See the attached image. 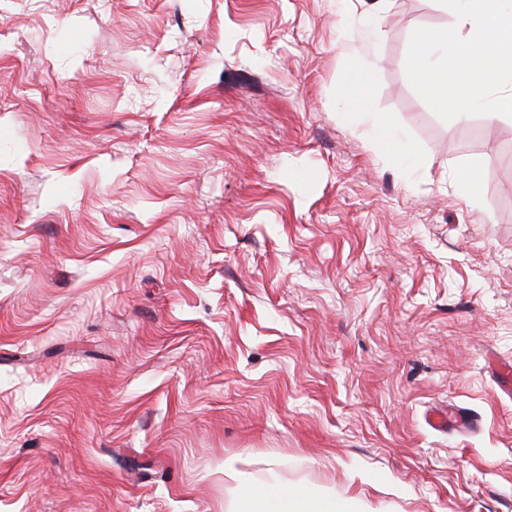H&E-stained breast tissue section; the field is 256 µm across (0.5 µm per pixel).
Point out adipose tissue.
<instances>
[{
    "instance_id": "ef3b65f1",
    "label": "adipose tissue",
    "mask_w": 512,
    "mask_h": 512,
    "mask_svg": "<svg viewBox=\"0 0 512 512\" xmlns=\"http://www.w3.org/2000/svg\"><path fill=\"white\" fill-rule=\"evenodd\" d=\"M370 78L371 71L368 67L352 65L338 88V95L350 108L363 113L369 122L370 132L380 142L388 144L394 138L393 120L375 110L367 92ZM224 478L240 487L235 512H350L346 504L338 501L291 493L274 484H252L244 479L241 460L236 456L225 459Z\"/></svg>"
}]
</instances>
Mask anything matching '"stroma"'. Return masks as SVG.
<instances>
[{
  "label": "stroma",
  "instance_id": "obj_1",
  "mask_svg": "<svg viewBox=\"0 0 512 512\" xmlns=\"http://www.w3.org/2000/svg\"><path fill=\"white\" fill-rule=\"evenodd\" d=\"M0 512H512V117L438 0H0ZM372 67L376 141L338 100ZM484 155L480 195L460 172ZM456 409L472 428L426 416ZM242 460L231 456L224 460V480L237 483L240 492L234 512H254V504L262 502V512H350L346 504L338 501L309 498L290 493L275 484L255 485L244 479Z\"/></svg>",
  "mask_w": 512,
  "mask_h": 512
}]
</instances>
